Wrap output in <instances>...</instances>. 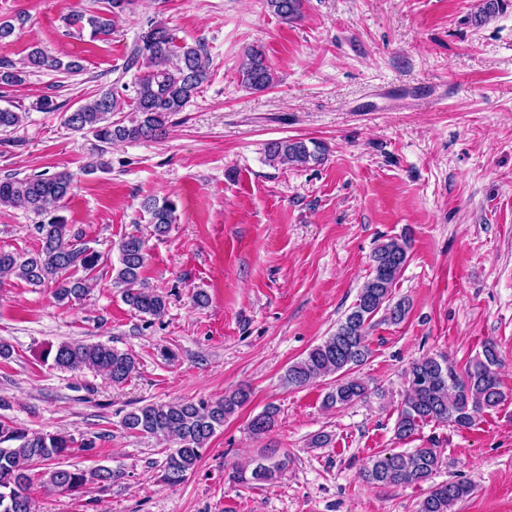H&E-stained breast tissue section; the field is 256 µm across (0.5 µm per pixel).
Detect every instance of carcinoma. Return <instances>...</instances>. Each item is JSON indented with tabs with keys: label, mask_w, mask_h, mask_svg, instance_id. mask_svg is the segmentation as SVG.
<instances>
[{
	"label": "carcinoma",
	"mask_w": 512,
	"mask_h": 512,
	"mask_svg": "<svg viewBox=\"0 0 512 512\" xmlns=\"http://www.w3.org/2000/svg\"><path fill=\"white\" fill-rule=\"evenodd\" d=\"M135 0H102V8L91 11L74 9L64 16L68 33L105 40L117 23L130 11ZM267 11L281 23L290 24L301 16L303 0H263ZM148 63V70L134 79V96L129 114L112 119L121 111L122 94L127 83L118 77L109 89L96 93L75 109L64 113V124L75 132L92 135L103 144L121 141L152 140L165 132L171 117L185 108L208 81L210 59L203 43H180L161 21H154L141 33L122 66L127 73L138 61ZM77 61L63 62L35 45L28 53L25 68L7 60L0 61V86H16L25 82L28 72L54 71L64 74L80 72ZM241 84L254 91H264L276 82L275 74L261 45H250L244 52L239 70ZM27 112L0 107V132L22 125ZM271 163L308 166L325 160V148L308 145L298 139L273 140L265 145ZM74 189L73 175L61 172L23 178L0 179V207L23 204L46 218L37 225L39 248L17 253L0 250V285L16 278L35 287L54 288L59 302H80L90 292V281L101 263V254L82 240V234L56 215L60 205ZM151 215L153 235L163 238L174 223L176 204L166 198L159 202L148 197L142 203ZM118 260L112 265L113 285L122 289L124 302L137 313L152 319L161 317L166 299L142 282L147 261L146 240L137 234L121 238L117 246ZM409 259V241L392 237L380 242L372 254L371 277L358 292L357 300L336 331L307 355L288 367L284 375L290 387H303L333 375L335 380L324 397L327 408L348 406L367 396L368 386L353 375L370 355L367 331L373 319L392 324L401 323L409 312L408 302L394 300L393 288ZM53 365L63 370L91 369L101 371L120 385L136 370L135 358L102 343L58 344ZM501 360L492 342L484 343L481 352L462 370L442 357L427 355L414 361L407 374L405 401L398 412L395 436L405 440L427 423H452L468 428L473 414L500 406L506 396L501 389ZM251 391L239 388L211 402L177 401L150 403L126 413L122 426L131 432L160 439L174 437L178 448L164 463L163 480L175 486L182 483L201 457V450L224 421L250 400ZM278 408L269 405L253 417L248 429L254 435L269 432ZM74 448H95L91 438L77 439L71 434L29 432L0 421V512H32V499L27 494L30 471L49 465L48 484L64 491L78 492L88 484L106 488L121 474L108 467L89 473L70 469L59 460ZM440 465L435 448H415L375 456L365 470V478L384 486L421 485L427 483ZM288 467V459L266 457L257 462L250 476L241 472L235 479L267 482ZM473 491L467 482H446L429 486L418 504L417 512H455L454 506Z\"/></svg>",
	"instance_id": "1"
}]
</instances>
